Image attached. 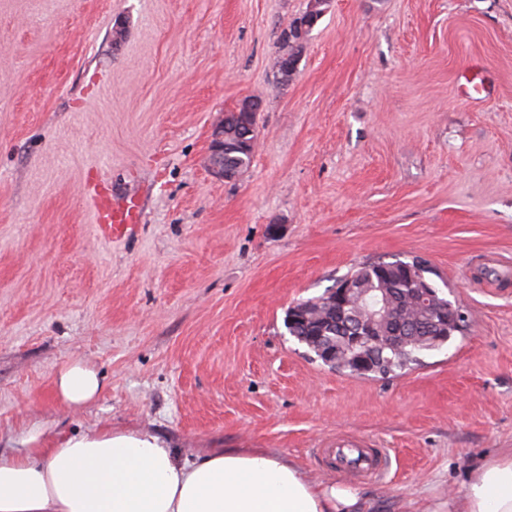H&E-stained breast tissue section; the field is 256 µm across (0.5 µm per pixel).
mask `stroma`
Instances as JSON below:
<instances>
[{
	"label": "stroma",
	"mask_w": 512,
	"mask_h": 512,
	"mask_svg": "<svg viewBox=\"0 0 512 512\" xmlns=\"http://www.w3.org/2000/svg\"><path fill=\"white\" fill-rule=\"evenodd\" d=\"M0 0V448L147 428L184 455L265 448L374 512H424L512 448V0ZM481 82L477 100L461 76ZM262 99L233 181L207 154ZM138 197L118 242L95 193ZM428 261L463 331L398 375L332 369L284 319L363 264ZM98 396H54L74 360ZM354 434L386 482L313 449ZM279 40L282 45V47H281L282 53L279 56L278 61H277L278 72L281 76L283 74V79L285 81H288L293 77V75L296 71V68H297V63H298V56L290 58V62L282 70V73H281V68H282L283 63L285 62V57L293 55L294 54L293 51L295 50L292 45V44H294L292 24H290L289 28H285L281 31Z\"/></svg>",
	"instance_id": "obj_1"
}]
</instances>
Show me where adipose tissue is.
<instances>
[{"label":"adipose tissue","instance_id":"1","mask_svg":"<svg viewBox=\"0 0 512 512\" xmlns=\"http://www.w3.org/2000/svg\"><path fill=\"white\" fill-rule=\"evenodd\" d=\"M75 360L55 395L78 409L100 392ZM24 451L0 452V512H367L358 491L316 481L263 448H217L184 458L148 429L28 432ZM435 512H512V449L475 462L461 494Z\"/></svg>","mask_w":512,"mask_h":512}]
</instances>
